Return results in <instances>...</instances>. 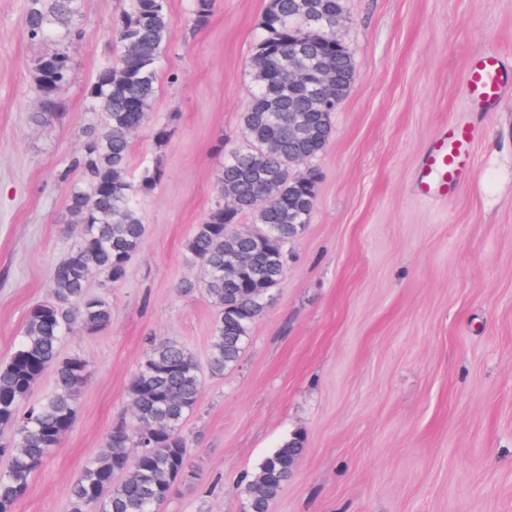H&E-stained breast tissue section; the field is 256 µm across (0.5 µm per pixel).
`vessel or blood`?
<instances>
[{
  "label": "vessel or blood",
  "instance_id": "obj_1",
  "mask_svg": "<svg viewBox=\"0 0 512 512\" xmlns=\"http://www.w3.org/2000/svg\"><path fill=\"white\" fill-rule=\"evenodd\" d=\"M505 83V72L496 56L485 54L470 63L466 86L472 98L492 104L503 93ZM474 138L475 130L468 124L451 125L435 136L419 173L421 194L444 197L456 193Z\"/></svg>",
  "mask_w": 512,
  "mask_h": 512
}]
</instances>
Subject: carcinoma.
Listing matches in <instances>:
<instances>
[{"instance_id":"cac0c4a2","label":"carcinoma","mask_w":512,"mask_h":512,"mask_svg":"<svg viewBox=\"0 0 512 512\" xmlns=\"http://www.w3.org/2000/svg\"><path fill=\"white\" fill-rule=\"evenodd\" d=\"M298 2L267 0L262 33L253 47L262 63L252 67L253 92L240 116L244 144L226 157L214 203L185 246L187 260L201 265L202 277L182 282L180 291L201 289L214 309L206 369L216 376L238 364L271 290L288 274V244L303 233L312 214L309 190L288 189V151L313 155L331 134V118L310 115L307 131L288 138V110L304 109L302 101H288V54L297 50L293 43L314 40L309 53L337 59L342 78L351 80L354 68L353 60L336 57L334 31L318 28ZM213 6L214 0H194V26L208 23ZM78 14L79 0H27L23 26L32 40L60 31L73 44L79 37ZM168 27L166 0H135L132 10L113 20L118 60L87 88L88 98L106 113L107 126L102 133H85L75 161L88 173L90 191L73 189L66 198L68 211L82 224L81 236L53 269L54 300L29 310L20 343L0 365V456L8 458L0 472V512H12L77 418L88 363L79 356L59 359V344L76 323L95 333L112 322V304L103 295L89 294L87 284L95 278L106 288L122 282L143 243L146 228L135 198L151 193L162 172L147 166L138 181L131 180L130 139L149 122ZM71 71L72 58L64 48L37 60L35 75L46 108L55 107ZM242 214L250 215L265 235L233 231ZM51 367L55 391L22 407ZM203 369L181 343L150 340V351L128 384L134 424L109 431L104 448L74 480L67 512H157L187 476L184 423L198 407ZM302 453L303 441L295 434L264 458L243 489L245 512H269Z\"/></svg>"}]
</instances>
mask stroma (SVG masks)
I'll return each mask as SVG.
<instances>
[{"mask_svg": "<svg viewBox=\"0 0 512 512\" xmlns=\"http://www.w3.org/2000/svg\"><path fill=\"white\" fill-rule=\"evenodd\" d=\"M167 6L159 92L129 163L164 172L138 199L146 236L121 283L89 285L111 302V325L61 341L90 378L13 512H66L85 462L131 420L126 387L149 337L207 358L213 312L179 291L199 276L184 244L242 142L266 0H215L202 28L192 0ZM129 7L79 0L69 46L29 39L26 0H0V362L79 236L65 199L88 176L73 161L82 131L104 125L86 90L112 64L113 20ZM338 34L356 76L325 151L305 165L317 175L310 222L238 366L206 377L184 424L188 475L160 512H244L245 482L295 433L304 453L270 512H512V83L490 107L465 88L479 54L512 75V0H345ZM64 46L70 83L56 117L35 122V63ZM454 121L477 128L466 175L451 198L422 196L414 175ZM158 122L171 131L161 146Z\"/></svg>", "mask_w": 512, "mask_h": 512, "instance_id": "stroma-1", "label": "stroma"}]
</instances>
